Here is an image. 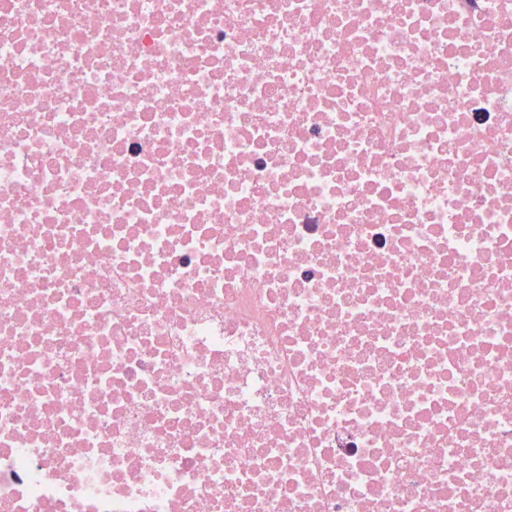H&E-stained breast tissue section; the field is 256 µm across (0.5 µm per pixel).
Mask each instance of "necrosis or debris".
I'll return each instance as SVG.
<instances>
[{"label":"necrosis or debris","instance_id":"necrosis-or-debris-1","mask_svg":"<svg viewBox=\"0 0 512 512\" xmlns=\"http://www.w3.org/2000/svg\"><path fill=\"white\" fill-rule=\"evenodd\" d=\"M0 512H512V0H0Z\"/></svg>","mask_w":512,"mask_h":512}]
</instances>
